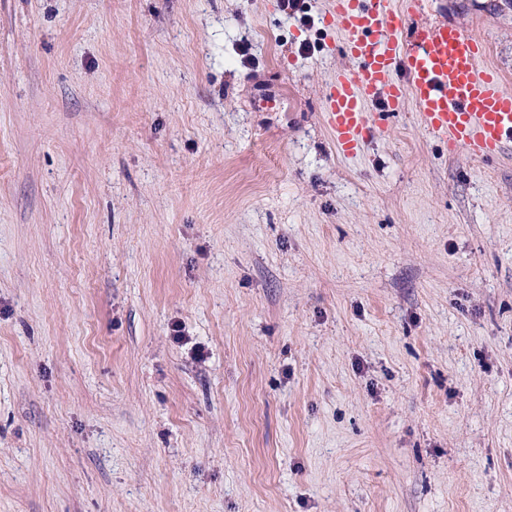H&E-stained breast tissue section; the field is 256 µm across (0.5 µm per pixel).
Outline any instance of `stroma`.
<instances>
[{
	"mask_svg": "<svg viewBox=\"0 0 512 512\" xmlns=\"http://www.w3.org/2000/svg\"><path fill=\"white\" fill-rule=\"evenodd\" d=\"M323 10L0 0V512H512V151L340 154Z\"/></svg>",
	"mask_w": 512,
	"mask_h": 512,
	"instance_id": "1",
	"label": "stroma"
}]
</instances>
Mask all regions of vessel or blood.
Segmentation results:
<instances>
[{
  "label": "vessel or blood",
  "mask_w": 512,
  "mask_h": 512,
  "mask_svg": "<svg viewBox=\"0 0 512 512\" xmlns=\"http://www.w3.org/2000/svg\"><path fill=\"white\" fill-rule=\"evenodd\" d=\"M423 0H326L324 21L352 61L337 70L323 118L337 151L358 155L381 127L367 104L389 112L412 102L425 130L449 148L487 160L512 149V91L487 64V43L461 26L421 19Z\"/></svg>",
  "instance_id": "obj_1"
}]
</instances>
